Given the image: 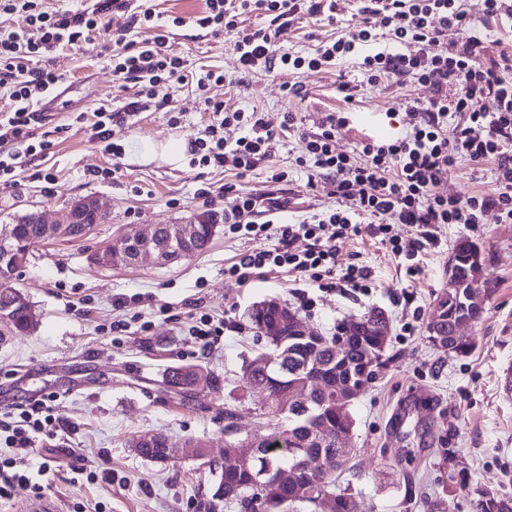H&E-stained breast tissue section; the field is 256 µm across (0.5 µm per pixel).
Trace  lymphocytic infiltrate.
<instances>
[{
    "mask_svg": "<svg viewBox=\"0 0 512 512\" xmlns=\"http://www.w3.org/2000/svg\"><path fill=\"white\" fill-rule=\"evenodd\" d=\"M359 26L333 39L320 42L313 52H277L272 28L243 29V15L261 12L273 22H291L303 16L334 17L336 0H205V9L189 22L212 33L233 30V50L244 73L279 70L291 74L319 72L336 60L361 55L360 49L376 41L371 24L381 17L399 51L386 49L361 55V66L370 82L383 78L411 77L428 85L433 97L426 110L407 109L408 122L397 137L386 142H368L358 154L337 153L334 139L349 124L344 111L325 113L316 131L303 133L309 180L320 179L336 198V208L298 222L279 221L288 209V197L280 184L284 173L272 174L270 186L259 192H245L227 183L219 190L198 188L201 198L224 201L223 217L208 214L209 223L224 220L231 233L252 240L274 231V248H253L242 253L228 274L236 281L248 280L260 270L288 269L296 280L312 281L319 288L357 301L369 295L370 271L338 263L335 241L367 231L390 249L409 275L421 271L420 257L437 247L436 227L440 224H475L490 211L501 223H512V52H491L478 36L461 0H365ZM16 12L29 15L28 28L15 30L0 24V92L9 107L0 111V185L15 181L20 156L43 157L53 149L49 139H36L35 124L44 120L34 112V102L56 86L60 77L39 67L46 53L61 48L93 44L95 33L107 30V17L128 14L130 23L150 30V37L124 43L112 56V73L122 83L138 84V91L120 103L103 100L92 113H79L89 139L102 153L118 158L122 147L112 141L113 128L127 125L147 111L156 85L190 84L204 97L209 122L204 138L191 144L192 164L225 168L245 176L268 157L270 142L278 132L297 130L298 120L290 112L270 118L268 113L226 111L222 103L208 98L211 84L224 80L223 73L189 70L165 35L154 33L155 13L144 0H84L81 8H51L45 0H0V17ZM184 18L173 17L176 26ZM459 33L453 45L442 36L448 29ZM415 45L404 53L405 45ZM241 129L235 140L224 131ZM496 156L494 187L467 198L443 197L436 189L461 159L479 161ZM412 224L414 238L404 241L393 232L394 225ZM45 403L21 406L17 417L5 422V443L12 456L0 457V500L12 496L15 485L30 486L40 493L31 475L13 469L12 457L26 454L44 428Z\"/></svg>",
    "mask_w": 512,
    "mask_h": 512,
    "instance_id": "1",
    "label": "lymphocytic infiltrate"
}]
</instances>
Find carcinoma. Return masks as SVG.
I'll return each mask as SVG.
<instances>
[{"mask_svg": "<svg viewBox=\"0 0 512 512\" xmlns=\"http://www.w3.org/2000/svg\"><path fill=\"white\" fill-rule=\"evenodd\" d=\"M17 239L15 256L17 267L29 260L33 248L39 243L38 225L16 224ZM215 233V225L200 224L192 244V254L206 251ZM477 246L469 240L459 242L453 252L456 264L455 273L467 275L471 258ZM21 294V290L0 283V319L10 324L16 331H27L35 326L37 317L33 315L30 303L8 307L7 299ZM445 322L441 330L447 335L448 354L467 355L475 347L471 336L454 334V324L462 317L478 322L482 308L464 309L462 303L448 298L445 301ZM383 312L373 311L362 316L361 330L354 332V338L345 342L341 358H336L337 334L318 333L304 338L290 332L281 331L277 336H267V324L278 321L276 316L263 313L260 305H254L248 314L249 321L258 335L265 338L268 351L261 353L243 367V390L252 392L259 387L266 392L268 409L280 408L281 399L288 389L304 386L313 375L330 376L331 379L345 380L351 375L363 377L370 383L382 367V348L375 343L377 333L388 329V322L382 318ZM288 352V357L278 364L265 369L256 365L257 360L275 353ZM202 373L211 390H221L223 380L214 372L200 365L174 366L165 370L163 384L181 397H188L198 386L197 373ZM236 413L224 410V457L235 454L240 438L235 423ZM354 419L346 405L336 402V394L320 393L311 397L305 404L288 409L280 416L269 419L268 429L253 434L256 442L251 471L236 467H224V463L208 462L213 476L208 498L201 503L205 512H217L218 507L227 503L238 506L239 512H256L255 502L260 501L266 512H303L322 496L334 498L333 512H355V501L349 488L336 485V478L326 470L302 478L293 483L261 478L256 484L253 477L272 468L284 470L294 466L302 443H307V451L321 455L327 460L336 461L341 467L350 452L348 448L336 447V437L350 430ZM132 451L143 458L157 463L181 455L186 458L203 459L208 450L201 447L198 439H188L180 448L172 446L169 438L161 433H146L133 440ZM480 512H512V498L489 488L478 491Z\"/></svg>", "mask_w": 512, "mask_h": 512, "instance_id": "obj_1", "label": "carcinoma"}]
</instances>
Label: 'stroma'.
Segmentation results:
<instances>
[{"mask_svg":"<svg viewBox=\"0 0 512 512\" xmlns=\"http://www.w3.org/2000/svg\"><path fill=\"white\" fill-rule=\"evenodd\" d=\"M149 5L162 34L190 68L223 72V82L211 85L207 96L223 102L225 110L291 112L307 131L316 130L324 113L349 110L348 126L336 135L340 153L397 135L403 106L425 109L432 96L414 79L368 82L355 56L319 73L296 75L305 94L289 96L282 90L287 77L279 71L242 72L232 50L234 33L216 35L191 24L205 0H150ZM359 7V0H338L334 23L319 17L295 20L277 29L275 45L311 53L319 42L359 25ZM175 16L185 18V25L173 26ZM41 64L60 74L72 105L35 129L36 136L53 141L51 153L23 159L15 183L0 185V228L30 212L55 215L87 195L99 198L108 219L87 237L40 243L13 282L27 295L37 324L17 332L0 321V419L33 395L54 399L49 432L38 435L32 452L15 456L14 469L37 474L43 487L39 497L56 512H74L79 505L85 512H200L212 480L206 462L177 456L157 463L135 455L129 443L147 432L165 433L176 444L197 438L208 442L210 458L221 459L228 406L235 408L242 432L258 430L257 397L243 392L240 383L244 361L263 342L246 312L266 300L294 305L295 283L283 270L241 284L227 278L225 268L254 243L220 229L208 252L167 267L146 261L102 268L88 257L142 225L223 212V203L197 196L203 186L233 183L250 192L263 189L273 173L287 172L291 221L336 201L322 184H309L297 165L305 144L295 132L272 141L267 160L243 178L220 168L136 162L146 143L202 137L209 116L203 97L188 85L156 86L150 109L115 129L124 154L112 159L90 142L74 115L94 111L106 98L123 100L136 85L119 87L108 57L91 45L48 53ZM343 82L357 88L352 101L338 89ZM496 166L492 156L459 162L438 192L467 197L490 190ZM436 234L438 247L424 255L422 271L414 277L368 234L337 242L341 265H363L372 272V292L361 301L320 291L312 282L305 285L314 308L300 317L316 331H333L337 321L374 309L389 319L386 363L351 403L352 454L335 473L337 484L354 494L357 512H424L426 496L438 503V512H478L480 488L512 497V223H500L489 212L476 224L439 225ZM462 239L481 252L485 312L466 330L474 350L454 356L429 341L427 326L445 286L448 259ZM403 292L407 301L394 304L392 294ZM120 296L126 304L119 309L114 301ZM204 313L235 321L237 331L190 335V326ZM118 321L126 330H112ZM407 322L412 330H404ZM193 364L223 377V389L215 393L201 386L187 400L170 397L162 383L165 369ZM446 448L454 462L444 460ZM91 465L111 469V481L76 478V469Z\"/></svg>","mask_w":512,"mask_h":512,"instance_id":"obj_1","label":"stroma"}]
</instances>
